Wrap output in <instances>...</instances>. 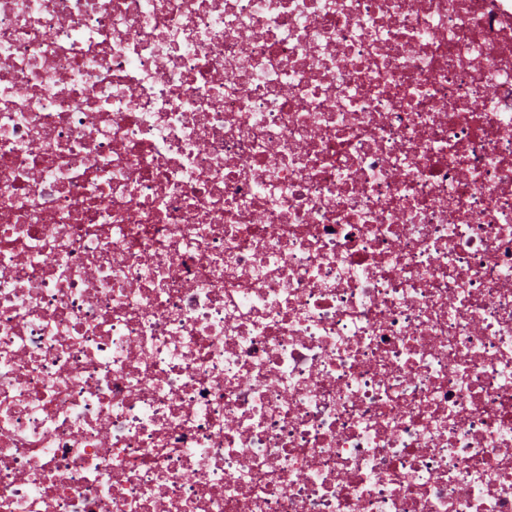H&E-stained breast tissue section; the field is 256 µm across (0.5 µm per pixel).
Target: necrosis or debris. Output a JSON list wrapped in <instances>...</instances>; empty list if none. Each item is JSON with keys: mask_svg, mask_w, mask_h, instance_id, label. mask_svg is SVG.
Instances as JSON below:
<instances>
[{"mask_svg": "<svg viewBox=\"0 0 512 512\" xmlns=\"http://www.w3.org/2000/svg\"><path fill=\"white\" fill-rule=\"evenodd\" d=\"M0 512H512V0H0Z\"/></svg>", "mask_w": 512, "mask_h": 512, "instance_id": "obj_1", "label": "necrosis or debris"}]
</instances>
